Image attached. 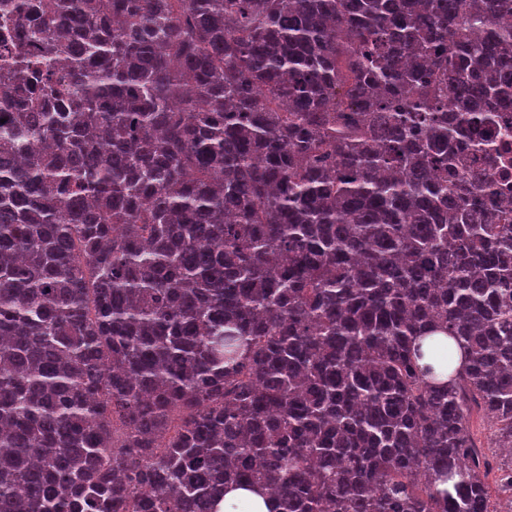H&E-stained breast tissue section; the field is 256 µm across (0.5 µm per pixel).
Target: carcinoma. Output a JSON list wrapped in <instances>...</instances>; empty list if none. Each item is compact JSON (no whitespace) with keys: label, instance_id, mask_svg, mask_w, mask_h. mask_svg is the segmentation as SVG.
Instances as JSON below:
<instances>
[{"label":"carcinoma","instance_id":"obj_1","mask_svg":"<svg viewBox=\"0 0 512 512\" xmlns=\"http://www.w3.org/2000/svg\"><path fill=\"white\" fill-rule=\"evenodd\" d=\"M506 14L0 0V512H512ZM501 135L488 142V149L495 157L494 175L500 185V192L507 199L512 198V101L498 108ZM422 352V359L419 361L421 365H431L434 373L439 379H447L448 375L454 370L461 369L467 359L465 350L459 347L453 339L443 334H435L433 336H424L419 339ZM448 347L452 353V362L448 367ZM444 352V365L438 360V353ZM274 500L259 487H232L224 494L220 512H273Z\"/></svg>","mask_w":512,"mask_h":512}]
</instances>
